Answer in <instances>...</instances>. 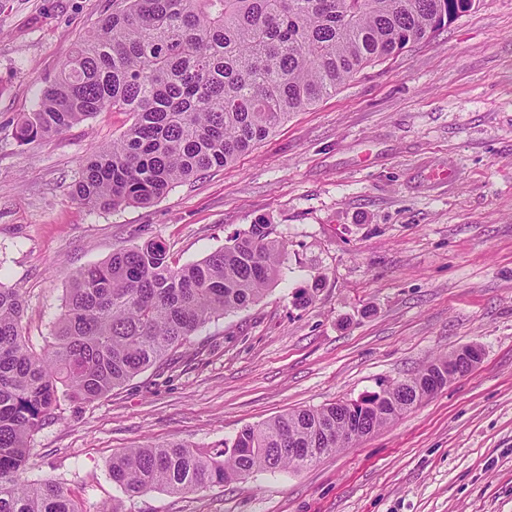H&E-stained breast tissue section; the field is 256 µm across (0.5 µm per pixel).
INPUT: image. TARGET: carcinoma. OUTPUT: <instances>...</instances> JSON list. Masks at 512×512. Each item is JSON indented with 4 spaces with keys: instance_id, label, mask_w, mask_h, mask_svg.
<instances>
[{
    "instance_id": "1",
    "label": "carcinoma",
    "mask_w": 512,
    "mask_h": 512,
    "mask_svg": "<svg viewBox=\"0 0 512 512\" xmlns=\"http://www.w3.org/2000/svg\"><path fill=\"white\" fill-rule=\"evenodd\" d=\"M119 6L74 47L21 145L101 112L133 122L89 154L74 184L92 210L148 205L175 184L234 162L294 113L367 64L429 38L477 0H113ZM271 224H252L201 261L175 266L150 239L78 269L39 352L28 344L21 289L0 282V512H82L68 490L31 479V436L60 389L93 401L167 361L211 320L256 303L287 260ZM448 356L359 401L333 402L246 426L219 447L125 448L110 477L130 496L187 494L268 470H301L394 421L423 400ZM350 426L343 442L336 437Z\"/></svg>"
}]
</instances>
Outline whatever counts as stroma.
I'll list each match as a JSON object with an SVG mask.
<instances>
[{
    "instance_id": "stroma-1",
    "label": "stroma",
    "mask_w": 512,
    "mask_h": 512,
    "mask_svg": "<svg viewBox=\"0 0 512 512\" xmlns=\"http://www.w3.org/2000/svg\"><path fill=\"white\" fill-rule=\"evenodd\" d=\"M111 10L0 0V282L25 295L30 344L43 346L78 268L149 239L182 265L263 221L288 261L164 372L91 402L60 396L32 437L31 477L60 482L83 512H512V0H480L153 204L92 210L73 185L130 114L29 145L14 131ZM440 170L452 180H435ZM467 346L481 350L469 372L300 471L183 496L131 497L109 475L121 449L209 448Z\"/></svg>"
}]
</instances>
